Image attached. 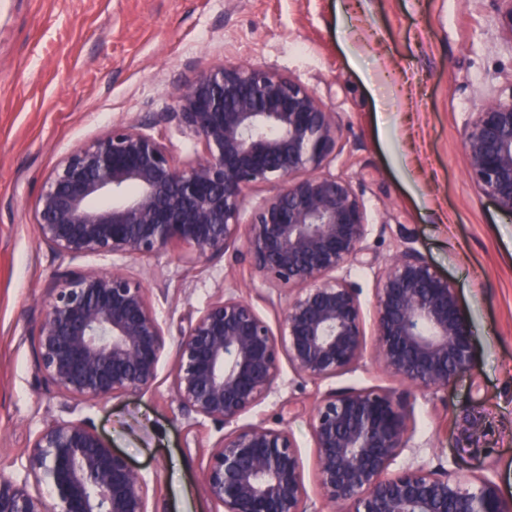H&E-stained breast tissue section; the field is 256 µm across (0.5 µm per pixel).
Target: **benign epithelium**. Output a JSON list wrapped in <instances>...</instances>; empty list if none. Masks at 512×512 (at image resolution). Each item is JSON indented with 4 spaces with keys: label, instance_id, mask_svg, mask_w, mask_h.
Listing matches in <instances>:
<instances>
[{
    "label": "benign epithelium",
    "instance_id": "benign-epithelium-1",
    "mask_svg": "<svg viewBox=\"0 0 512 512\" xmlns=\"http://www.w3.org/2000/svg\"><path fill=\"white\" fill-rule=\"evenodd\" d=\"M495 2L512 37V0ZM171 98V117L203 145L196 164L180 166L140 123L115 126L45 179L39 236L72 258L142 259L177 246L206 260L240 239L247 192L277 185L253 208L244 246L262 280L288 287L278 329L250 300L224 292L181 335L173 385L187 413L230 427L201 472L223 512H307L293 435L236 422L273 391L281 359L297 376L323 381L363 357L360 288L347 266L369 224L351 183L325 170L336 113L290 78L229 61L177 85ZM463 148L470 180L512 213V82L473 113ZM373 310L375 358L392 381L434 392L471 368L457 290L415 248L403 245L378 272ZM164 343L142 280L118 269L65 272L44 300L34 354L45 383L79 405L151 390ZM310 425L317 492L336 512H512L491 478H451L424 464L393 469L413 433L395 386L331 389ZM23 468L32 481L0 469V512H152L146 480L84 419L47 423Z\"/></svg>",
    "mask_w": 512,
    "mask_h": 512
}]
</instances>
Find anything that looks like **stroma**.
<instances>
[{
	"label": "stroma",
	"instance_id": "obj_1",
	"mask_svg": "<svg viewBox=\"0 0 512 512\" xmlns=\"http://www.w3.org/2000/svg\"><path fill=\"white\" fill-rule=\"evenodd\" d=\"M258 63L313 90L340 127L329 169L363 200L369 234L351 265L364 311L374 273L404 241L455 285L471 324V369L407 404L418 458L449 475L494 479L512 496V214L469 179L462 140L473 112L512 81V38L495 0H0V467L56 417L89 420L147 481L158 512H221L199 479L223 434L198 423L173 387L176 346L224 289L278 327L286 289L262 283L243 243L203 261L183 249L143 259H71L35 224L41 186L73 149L145 123L177 163L203 146L170 118V92L224 61ZM121 267L142 279L163 325L155 387L71 406L35 368L43 301L60 273ZM373 344L357 368L315 382L282 366L243 423L287 428L300 446L308 512H333L315 487L310 415L328 389L387 387Z\"/></svg>",
	"mask_w": 512,
	"mask_h": 512
}]
</instances>
